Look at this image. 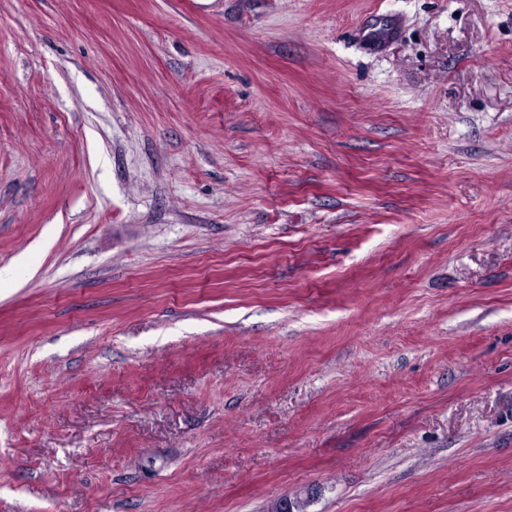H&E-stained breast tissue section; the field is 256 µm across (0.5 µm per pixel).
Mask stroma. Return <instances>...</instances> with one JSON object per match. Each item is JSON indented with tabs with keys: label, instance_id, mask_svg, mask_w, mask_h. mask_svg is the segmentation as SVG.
I'll return each instance as SVG.
<instances>
[{
	"label": "stroma",
	"instance_id": "35a3bbf8",
	"mask_svg": "<svg viewBox=\"0 0 512 512\" xmlns=\"http://www.w3.org/2000/svg\"><path fill=\"white\" fill-rule=\"evenodd\" d=\"M0 512H512V0H0Z\"/></svg>",
	"mask_w": 512,
	"mask_h": 512
}]
</instances>
